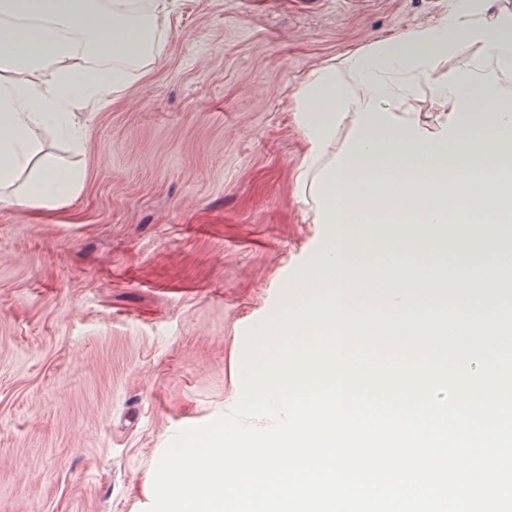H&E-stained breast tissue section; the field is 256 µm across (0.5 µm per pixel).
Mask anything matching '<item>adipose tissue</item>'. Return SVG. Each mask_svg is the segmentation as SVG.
I'll list each match as a JSON object with an SVG mask.
<instances>
[{"mask_svg": "<svg viewBox=\"0 0 512 512\" xmlns=\"http://www.w3.org/2000/svg\"><path fill=\"white\" fill-rule=\"evenodd\" d=\"M176 0H0V205L67 206L96 111L145 78ZM512 11L445 13L311 70L292 97L298 199L326 243L289 300L429 306L462 264L512 260ZM428 96L424 123L413 101Z\"/></svg>", "mask_w": 512, "mask_h": 512, "instance_id": "obj_1", "label": "adipose tissue"}]
</instances>
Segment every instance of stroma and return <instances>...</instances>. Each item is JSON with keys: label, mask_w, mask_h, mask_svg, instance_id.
Masks as SVG:
<instances>
[{"label": "stroma", "mask_w": 512, "mask_h": 512, "mask_svg": "<svg viewBox=\"0 0 512 512\" xmlns=\"http://www.w3.org/2000/svg\"><path fill=\"white\" fill-rule=\"evenodd\" d=\"M448 0H179L94 116L83 191L0 208V512H146L180 431L233 411L250 331L324 244L288 102L313 67Z\"/></svg>", "instance_id": "obj_1"}]
</instances>
